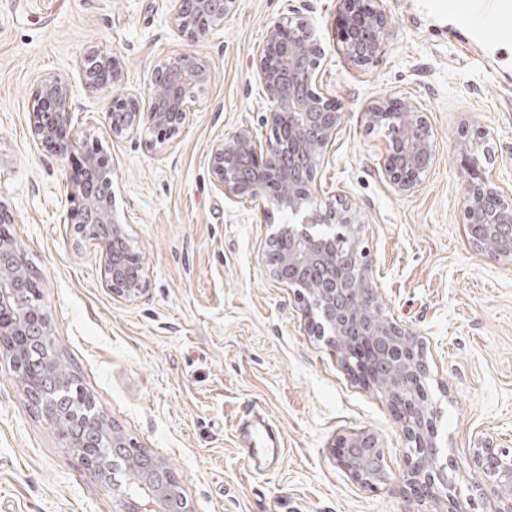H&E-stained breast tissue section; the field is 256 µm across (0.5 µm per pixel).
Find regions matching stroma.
I'll return each mask as SVG.
<instances>
[{
	"label": "stroma",
	"instance_id": "35a3bbf8",
	"mask_svg": "<svg viewBox=\"0 0 512 512\" xmlns=\"http://www.w3.org/2000/svg\"><path fill=\"white\" fill-rule=\"evenodd\" d=\"M471 2L372 0L385 34L378 57L359 66L344 50L341 0H237L222 27L196 37L170 27V0H0V204L57 348L106 418L174 473L192 512L415 507L400 490L407 444L388 403L270 276L257 207L225 198L210 175L215 141L245 126L259 141L271 135L251 57L289 15L315 30L320 82L345 114L315 193L350 198L390 313L424 345L453 488L477 496L476 449L512 451V265L466 235L461 161L474 131L487 130L483 167L512 196V32L465 26ZM92 48L121 60L118 77L94 91L79 71ZM181 52L211 72L189 124L169 146L147 130L111 139L103 104ZM49 76L72 90L68 138L96 142L112 164L116 217L146 270L133 301L113 300L69 224L82 151H50L32 136V93ZM390 99L415 102L433 133L435 164L409 195L386 183L387 132L370 118ZM259 422L285 444L261 473L241 453ZM363 431L392 478L376 490L336 459L339 439ZM112 501L0 353V512H112Z\"/></svg>",
	"mask_w": 512,
	"mask_h": 512
}]
</instances>
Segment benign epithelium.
Returning a JSON list of instances; mask_svg holds the SVG:
<instances>
[{
	"instance_id": "obj_1",
	"label": "benign epithelium",
	"mask_w": 512,
	"mask_h": 512,
	"mask_svg": "<svg viewBox=\"0 0 512 512\" xmlns=\"http://www.w3.org/2000/svg\"><path fill=\"white\" fill-rule=\"evenodd\" d=\"M353 19L343 35L346 52L357 65H366L382 47L383 16L364 0H343ZM237 0H171L168 16L180 33L205 34L224 22ZM324 54L314 29L302 19L276 21L268 27L265 42L253 56L255 79L267 93L265 122L272 138L257 142L252 130L242 128L210 150V170L215 187L235 201L261 206L272 232L268 237V271L278 282L296 290L305 303L318 335L339 350L348 364L374 385L390 406L409 443L404 493L428 512H466L451 494L450 459L442 448L438 416L429 404L424 382L430 365L423 343L389 313L374 285L366 247L355 235L358 213L350 199L338 194L319 200L313 193L317 172L330 154L345 114L333 96L318 83ZM115 53L92 51L79 68L85 87L96 90L117 73ZM210 81L208 65L185 52L155 68L141 89L114 96L103 107L107 130L113 139L132 137L146 128L165 143L189 124L192 102ZM70 86L56 78L40 81L33 92L30 125L42 147H65V127L70 125ZM373 122L402 130L383 157L382 173L400 194L415 191L435 164L430 127L411 103L386 101L371 113ZM488 136L478 131L471 149L463 150L470 180L463 201L465 228L478 224L482 233L473 240L489 257L512 263V199L500 194L495 182L483 175L473 151ZM86 164L78 189L74 230L95 252L103 285L118 302H130L144 291V270L133 247V236L113 216L112 165L99 148L84 150ZM283 220L274 222V213ZM23 254L13 238L0 233V311L24 308L20 295L29 291ZM50 336L45 315L32 319L18 314L0 322V347L6 349L15 370L21 369L23 351L17 336ZM43 416L55 425L64 448H73L106 485H113V512H191L187 501L174 506L178 481L165 463L148 450H140L143 466L142 494L135 497L115 485V470L132 458L138 443L112 430V459L100 455L102 437L98 414L83 431L68 429L59 401L46 403ZM339 463L362 485L376 489L391 483L384 456L375 436L354 433L341 439ZM483 479L484 495L499 504L494 512H512V457L493 451L479 453L474 461Z\"/></svg>"
}]
</instances>
